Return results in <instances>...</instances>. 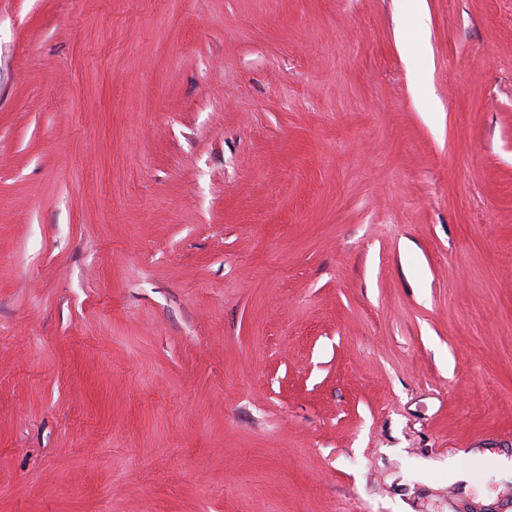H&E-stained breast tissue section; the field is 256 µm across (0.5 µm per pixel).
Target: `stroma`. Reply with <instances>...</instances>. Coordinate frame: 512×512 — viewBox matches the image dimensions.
<instances>
[{"label":"stroma","instance_id":"35a3bbf8","mask_svg":"<svg viewBox=\"0 0 512 512\" xmlns=\"http://www.w3.org/2000/svg\"><path fill=\"white\" fill-rule=\"evenodd\" d=\"M503 454L512 0H0V512H512Z\"/></svg>","mask_w":512,"mask_h":512}]
</instances>
